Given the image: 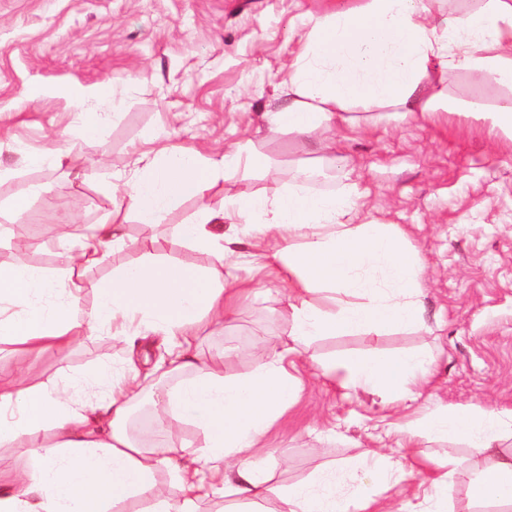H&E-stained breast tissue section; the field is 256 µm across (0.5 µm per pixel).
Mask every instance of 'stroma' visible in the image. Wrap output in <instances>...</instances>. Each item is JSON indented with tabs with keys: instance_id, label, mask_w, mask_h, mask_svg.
Here are the masks:
<instances>
[{
	"instance_id": "35a3bbf8",
	"label": "stroma",
	"mask_w": 512,
	"mask_h": 512,
	"mask_svg": "<svg viewBox=\"0 0 512 512\" xmlns=\"http://www.w3.org/2000/svg\"><path fill=\"white\" fill-rule=\"evenodd\" d=\"M362 0H0V225L16 224L32 247L27 263L60 266L58 224H94L112 199V178L129 174L148 134L176 148L220 157L252 140L276 181H300L309 192L337 193L356 183L360 216L397 225L424 269L425 331L321 336L294 357L297 401L268 432L260 460L271 475L259 497H208L200 512H280L282 487L332 472L343 496L362 495L387 512H474L471 487L494 455L466 444L422 436L420 423L438 407L480 406L512 412V140L492 125L490 111L512 101L494 77L449 72L443 87L453 111L418 123L382 120L340 131L322 142H297L269 130L261 115L283 103L279 83L295 63L311 15L348 9ZM110 85L123 103L103 136L86 138L73 124L70 100L97 111L95 91ZM58 151L59 167L34 168L26 152ZM45 192L23 212L13 201L31 179ZM196 201L155 227L127 224L130 246L87 272L80 305L90 310L113 268L137 258L157 238L167 258L203 263L183 246L176 227ZM237 275L254 288L234 319L199 333L203 360L224 356V372L251 373L261 354L288 340V283L244 264ZM421 350L433 360L417 400L353 392L321 376L319 364L349 355ZM164 353L161 337L136 347L104 331L59 354L34 357L6 346L0 359L30 382L54 383L108 365L121 376L129 362L150 371ZM381 467L399 463L385 483L358 487L350 475L365 453ZM455 459L445 496L430 484L439 465Z\"/></svg>"
}]
</instances>
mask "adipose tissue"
Returning a JSON list of instances; mask_svg holds the SVG:
<instances>
[{"label":"adipose tissue","instance_id":"ef3b65f1","mask_svg":"<svg viewBox=\"0 0 512 512\" xmlns=\"http://www.w3.org/2000/svg\"><path fill=\"white\" fill-rule=\"evenodd\" d=\"M435 0H364L353 9L311 17L305 51L283 82L285 103L264 112L273 131L305 139L328 130L349 112L392 110L400 120L435 112L444 73L465 70L491 75L512 87V0H482L471 13L432 24ZM251 142H238L218 158L151 147L134 161L103 222L91 225L76 252L62 257L52 275L24 261L29 248L16 239L17 260L0 269V344L32 355L65 352L97 329L131 338L141 329L164 336L168 361L159 378L178 376L176 386L157 392L155 407L175 426L190 421L204 433L199 449L143 445L126 432L130 412L146 387L137 368L121 379L109 370L92 372L104 389L85 398L79 384L60 388L30 384L18 370L0 369V446L23 443L32 465L21 475L0 471V512H111L115 501L141 496L149 512H199L202 498L259 496L269 482L254 458L263 439L296 395L288 357L296 344L319 336L364 330L421 329L423 268L405 233L391 224L358 220L355 195L319 194L292 183L264 193L225 196L216 208L207 193L220 179L257 167ZM199 208L177 234L208 256L205 266L159 259L157 240L140 243L142 258L113 269L99 286L94 307L79 315L84 272L100 264L108 249L127 245L124 225L161 223L185 200ZM233 219L259 224L272 238V259L292 287L290 346L264 357L244 377H227L203 363L196 340L205 323L221 324L250 295L234 271L239 253L215 236L212 224ZM344 371L345 388L381 391L396 400L412 396L430 362L418 351L393 357L352 356L341 366L324 365L323 377ZM506 420L488 409L441 407L423 422L428 436L467 443L491 452ZM171 470L183 491L167 498L155 482ZM477 498L512 504V456L496 460L473 488ZM282 512H360V499L342 498L335 481L289 486Z\"/></svg>","mask_w":512,"mask_h":512}]
</instances>
